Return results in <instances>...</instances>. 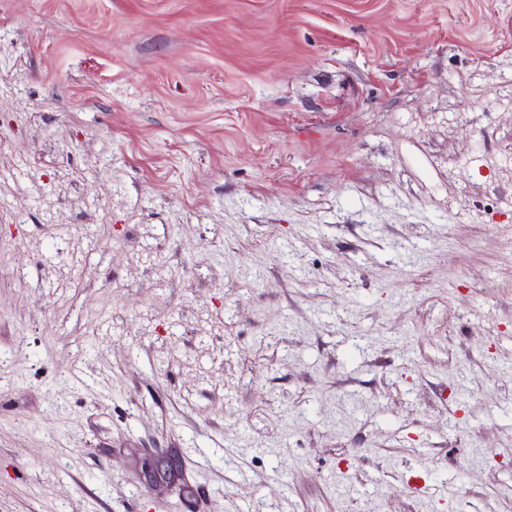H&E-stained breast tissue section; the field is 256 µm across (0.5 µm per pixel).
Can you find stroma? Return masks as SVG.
Listing matches in <instances>:
<instances>
[{
	"label": "stroma",
	"instance_id": "35a3bbf8",
	"mask_svg": "<svg viewBox=\"0 0 512 512\" xmlns=\"http://www.w3.org/2000/svg\"><path fill=\"white\" fill-rule=\"evenodd\" d=\"M509 143L512 0H0V512H512Z\"/></svg>",
	"mask_w": 512,
	"mask_h": 512
}]
</instances>
